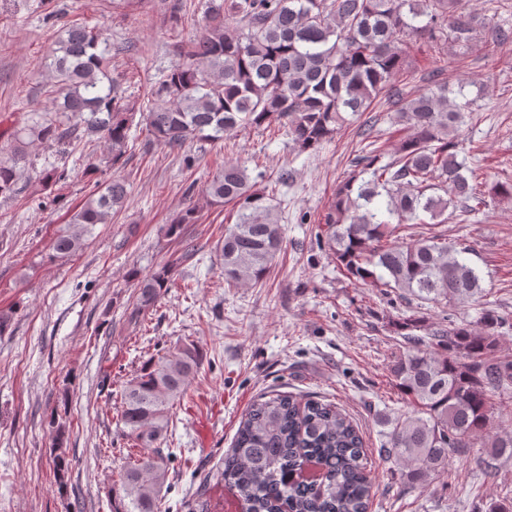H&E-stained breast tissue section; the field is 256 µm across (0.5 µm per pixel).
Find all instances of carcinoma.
Instances as JSON below:
<instances>
[{
    "label": "carcinoma",
    "instance_id": "1",
    "mask_svg": "<svg viewBox=\"0 0 512 512\" xmlns=\"http://www.w3.org/2000/svg\"><path fill=\"white\" fill-rule=\"evenodd\" d=\"M470 2L204 0L203 30L174 45L176 62L149 83L141 104L149 141L174 153L190 139L216 144L228 133L277 123L300 154L319 149L378 99L392 104L386 134L368 137L323 215L324 243L356 283L442 308L472 302L479 309L473 324L430 325L415 315L392 323L403 349L392 355L389 370L411 410L397 417L383 452L403 466L412 485L446 469L452 456H471L473 441L495 426L496 399L512 391V359L497 354L500 329L509 319L484 302L482 278L462 258L469 248L452 247L433 231L459 208L476 214L487 206L477 169L459 158L458 135L474 102L465 98L464 85L449 88L440 69L411 98L394 82L406 70L411 37L437 50L450 38L471 39L477 19ZM231 18L238 29H228ZM510 39L512 31L498 29L486 57L498 60L500 45ZM110 61L112 43L102 27L73 20L60 28L44 64V94L49 111L66 118H33L13 131L8 152L0 156V197L13 198L33 166L27 151L32 140L67 146L98 140L107 162L121 163L135 107L110 75ZM98 172L87 155L92 188L70 223L106 224L123 206L125 181H102ZM68 177L64 168L39 171V180L54 191L49 202L60 201ZM289 181L284 171L259 187L245 167L226 164L205 187L206 197L232 205L236 217L220 246L227 283H263L283 243L281 210L273 201ZM194 223L190 203L168 232L182 237L184 225ZM408 226L421 232L391 242ZM82 247L81 234L62 233L50 251L72 257ZM172 275L169 265L137 278L129 317L152 310ZM202 361L196 347H177L143 361L124 385L120 422L140 454L123 466L110 495L111 512H159L170 458L161 444L173 405L184 398ZM490 453L512 459V435L495 438ZM310 459L322 473L316 486L299 479ZM367 465L362 435L344 411L279 392L249 405L220 476L244 512H368L374 482Z\"/></svg>",
    "mask_w": 512,
    "mask_h": 512
}]
</instances>
